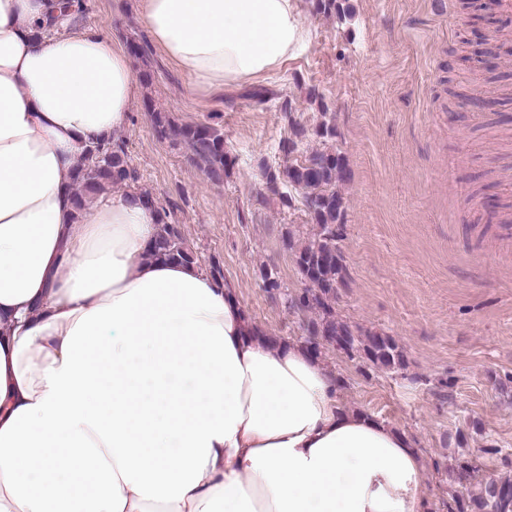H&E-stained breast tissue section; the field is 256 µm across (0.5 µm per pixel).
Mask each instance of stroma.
<instances>
[{
    "label": "stroma",
    "instance_id": "stroma-1",
    "mask_svg": "<svg viewBox=\"0 0 512 512\" xmlns=\"http://www.w3.org/2000/svg\"><path fill=\"white\" fill-rule=\"evenodd\" d=\"M58 35L112 24L121 43L144 46L134 70H150L124 141L139 186L178 224L204 273L220 270L247 316L265 335L305 340L309 316L287 304L305 283L286 231L305 239L302 205H282L264 167L302 161L321 142V121L351 177L346 201L343 281L336 313L355 330L397 341L407 366L377 372L327 346L321 363L343 382L345 407L404 432L425 458L431 512H448L462 488L449 469L467 458L484 480H512V252H496L512 210V176L490 181V165H512L501 145L512 134V54L487 65L477 36L491 24L448 0H349L337 18L303 4L310 39L266 77L208 96L155 47L136 0H83ZM266 88V101L250 90ZM178 125L224 133L236 163L211 182L185 147L155 134L146 101ZM307 134L293 152V125ZM277 273L270 294L261 268Z\"/></svg>",
    "mask_w": 512,
    "mask_h": 512
}]
</instances>
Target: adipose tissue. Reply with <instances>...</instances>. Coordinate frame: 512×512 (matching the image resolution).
Instances as JSON below:
<instances>
[{"label": "adipose tissue", "instance_id": "adipose-tissue-1", "mask_svg": "<svg viewBox=\"0 0 512 512\" xmlns=\"http://www.w3.org/2000/svg\"><path fill=\"white\" fill-rule=\"evenodd\" d=\"M208 94L277 70L301 0H136ZM0 0V512H429L410 438L346 408L301 343L255 338L225 283L148 260L135 192L71 202L83 147L138 95L110 28L36 35Z\"/></svg>", "mask_w": 512, "mask_h": 512}]
</instances>
